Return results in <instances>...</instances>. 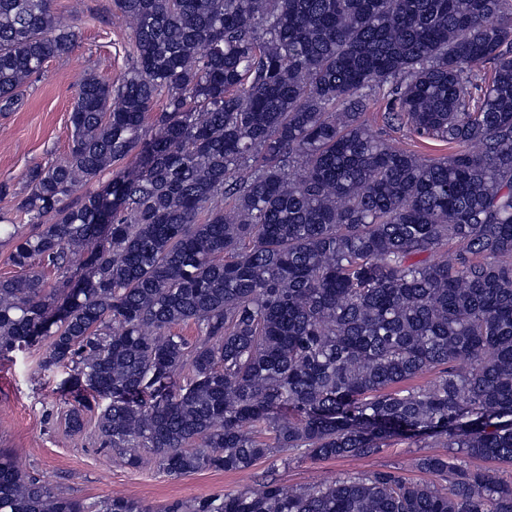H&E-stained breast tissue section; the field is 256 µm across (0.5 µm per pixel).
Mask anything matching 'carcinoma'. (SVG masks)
I'll use <instances>...</instances> for the list:
<instances>
[{"label":"carcinoma","mask_w":512,"mask_h":512,"mask_svg":"<svg viewBox=\"0 0 512 512\" xmlns=\"http://www.w3.org/2000/svg\"><path fill=\"white\" fill-rule=\"evenodd\" d=\"M115 6L133 60L115 82L86 74L69 152L27 171L16 208L34 231L0 225L23 271L0 278V358L47 341L40 370L108 399L103 446L173 477L372 456L395 437L448 449L414 462L442 488L392 469L267 476L163 512H512V480L469 465L512 463V0ZM80 40L51 0H0V112ZM384 87L389 125L452 152L374 136L364 112ZM75 253L73 288L33 270ZM190 321L193 344L174 331ZM84 408L66 414L75 433ZM0 512L148 508L88 507L1 450Z\"/></svg>","instance_id":"cac0c4a2"}]
</instances>
